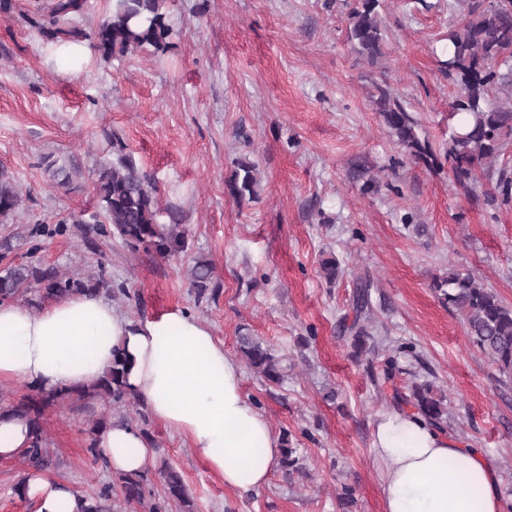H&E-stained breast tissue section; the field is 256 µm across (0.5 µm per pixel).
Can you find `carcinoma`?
<instances>
[{"label": "carcinoma", "instance_id": "obj_1", "mask_svg": "<svg viewBox=\"0 0 512 512\" xmlns=\"http://www.w3.org/2000/svg\"><path fill=\"white\" fill-rule=\"evenodd\" d=\"M169 0H113L112 12L97 26L91 47L103 60L145 46L164 49L173 26L167 15ZM464 12L441 37V67L453 78L456 90L448 110V147L445 159L454 182L469 190L485 170L512 141V67L505 72L496 65L512 60V0H466ZM380 0H355L350 11L348 38L355 51L375 62L383 54L384 37L378 8ZM377 111L396 144L413 161L428 168L440 165L432 145L420 138L417 122L406 107L393 96L387 86L375 85L373 95ZM118 145L116 161L100 166L95 172L94 190L106 223L85 232L88 249L96 250L95 237L117 235L129 246L143 245L157 254L168 256L184 247L179 224L159 223L157 190L152 181L139 173L129 156ZM257 179L254 165L241 160L226 183L228 193L240 201L254 196ZM22 203L20 193L6 180L0 181V217L16 214ZM193 285L200 296L218 289L211 288L212 263L199 258L192 270ZM370 285H360L353 301L354 318L342 332L351 335L354 353L371 352V339L362 316L370 307ZM442 304L462 320L466 334L498 368L512 379V304L483 287L469 272L448 270V276L433 283ZM76 294L97 297L101 294H125L113 288L106 278L104 266L84 276H76L30 260L9 264L0 271V302L23 300L37 309L45 302L57 301ZM238 351L247 365L265 380L273 383L288 376L282 358L276 356L262 340L248 332L237 336ZM129 360L117 353L112 365L92 385L44 395L47 402L72 396L79 399H102L120 402L129 396L126 375ZM397 361L387 359L372 381L382 386L394 379ZM396 398L411 405L428 423L440 427L448 417L447 397L426 381L412 387L411 394ZM7 411L24 417L31 427L32 440L23 449L27 467L44 470L48 450L44 446L43 428L31 415L26 400L7 407ZM166 500L178 504L180 512H193L192 501L181 474L166 457L159 456L156 468ZM145 476L117 473L111 482L91 495L81 498L80 512H120L122 506L139 505L145 512H166L160 503H148Z\"/></svg>", "mask_w": 512, "mask_h": 512}]
</instances>
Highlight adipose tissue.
Instances as JSON below:
<instances>
[{
  "label": "adipose tissue",
  "mask_w": 512,
  "mask_h": 512,
  "mask_svg": "<svg viewBox=\"0 0 512 512\" xmlns=\"http://www.w3.org/2000/svg\"><path fill=\"white\" fill-rule=\"evenodd\" d=\"M124 352L130 394L183 436L225 486L263 488L281 448L268 420L248 400L240 369L210 329L173 311L139 324L99 297L75 295L40 311L0 302V381L47 392L88 386ZM98 446L113 471L143 474L155 454L135 426L115 422ZM373 453L383 512H504L483 456L407 411L376 422ZM36 512H80L76 493L39 472L25 478Z\"/></svg>",
  "instance_id": "1"
}]
</instances>
